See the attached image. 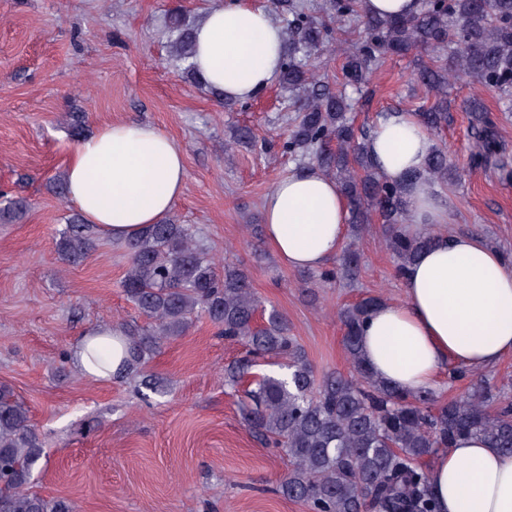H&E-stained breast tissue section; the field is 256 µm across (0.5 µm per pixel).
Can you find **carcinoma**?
<instances>
[{
	"mask_svg": "<svg viewBox=\"0 0 512 512\" xmlns=\"http://www.w3.org/2000/svg\"><path fill=\"white\" fill-rule=\"evenodd\" d=\"M288 41L278 81L298 108L282 153L310 159L341 186L349 204V223L378 220L386 245L404 275L430 245L428 232L406 230V185L389 182L364 151L369 136L348 116L345 93L317 78L312 56L324 43L328 24L357 21L365 37L341 44L343 76L362 84L386 56L425 53L434 65L423 66L416 80L434 103L415 113L421 127L435 133L448 121V85L461 77L476 88L469 99L475 140L470 164L499 161L495 122L481 103V92L512 98V0H422L418 14L402 18L368 16L361 0H323L317 17L296 0H274ZM172 54L188 62L194 75V28L171 18ZM453 51H448L449 45ZM454 171L447 152L434 148L421 172L408 180L429 186L446 184ZM95 228L74 217L59 234L57 249L68 262L81 261L97 247ZM130 261L121 281L124 294L143 314L147 326L124 328L127 356L123 373L143 365L163 338L184 335L205 315L224 337L249 347L248 356L226 369L237 384L250 375L244 390V418L264 445L284 449L290 467L280 484L282 495L304 501L311 512H435L426 458L451 447L460 436H477L492 448L512 453V398L488 387L439 404L434 390L403 394L370 372L360 348V331L380 299L365 298L339 311L347 376L334 373L317 380L305 350L288 334V321L273 311L258 322L262 306L248 275L232 263L217 273L213 255L187 224H151L126 243ZM355 252L345 250L340 264L320 272L330 283L355 276ZM282 357L288 376L252 374L255 359ZM43 440L28 410L11 392L0 389V512H71L67 501L46 499L27 486L43 457Z\"/></svg>",
	"mask_w": 512,
	"mask_h": 512,
	"instance_id": "obj_1",
	"label": "carcinoma"
}]
</instances>
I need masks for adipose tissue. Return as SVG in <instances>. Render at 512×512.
Masks as SVG:
<instances>
[{
	"mask_svg": "<svg viewBox=\"0 0 512 512\" xmlns=\"http://www.w3.org/2000/svg\"><path fill=\"white\" fill-rule=\"evenodd\" d=\"M194 63L207 85L244 102L275 80L285 35L270 11L252 0H216L195 29ZM379 173L407 181L409 222L442 225L448 201L422 182L434 143L406 112L379 119L366 141ZM67 198L99 235L128 240L160 223L182 195V150L157 126L115 122L74 148L66 168ZM266 241L291 269L318 270L346 237L348 205L337 181L308 166L263 196ZM404 298L378 303L363 323L362 352L374 376L402 393L434 387L448 364L483 371L512 354V261L479 236L440 234L403 277ZM124 335L90 327L71 349L78 371L108 379L118 371ZM98 349L100 362L88 352ZM437 512H512V454L479 437L457 438L430 464Z\"/></svg>",
	"mask_w": 512,
	"mask_h": 512,
	"instance_id": "ef3b65f1",
	"label": "adipose tissue"
}]
</instances>
